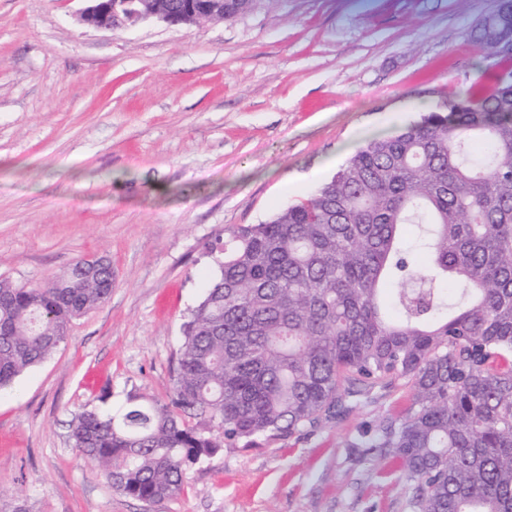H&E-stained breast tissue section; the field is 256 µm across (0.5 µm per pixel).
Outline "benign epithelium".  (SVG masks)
<instances>
[{
    "instance_id": "obj_1",
    "label": "benign epithelium",
    "mask_w": 512,
    "mask_h": 512,
    "mask_svg": "<svg viewBox=\"0 0 512 512\" xmlns=\"http://www.w3.org/2000/svg\"><path fill=\"white\" fill-rule=\"evenodd\" d=\"M88 5L79 13V20L101 30H115L129 23L157 20L168 25H187L211 19L208 5L186 0L181 7L147 10L136 6L139 0H86Z\"/></svg>"
}]
</instances>
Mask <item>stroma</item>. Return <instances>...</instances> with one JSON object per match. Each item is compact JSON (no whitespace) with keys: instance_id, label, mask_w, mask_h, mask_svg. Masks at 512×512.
<instances>
[{"instance_id":"35a3bbf8","label":"stroma","mask_w":512,"mask_h":512,"mask_svg":"<svg viewBox=\"0 0 512 512\" xmlns=\"http://www.w3.org/2000/svg\"><path fill=\"white\" fill-rule=\"evenodd\" d=\"M498 0H252L224 21L83 25L81 0H0V280L40 288L81 258L112 293L0 390V512H411L368 435L405 382L314 430L227 444L150 505L77 456L69 424L169 402L183 326L239 227L310 198L367 141L448 109L489 61Z\"/></svg>"}]
</instances>
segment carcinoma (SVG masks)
Segmentation results:
<instances>
[{"instance_id": "1", "label": "carcinoma", "mask_w": 512, "mask_h": 512, "mask_svg": "<svg viewBox=\"0 0 512 512\" xmlns=\"http://www.w3.org/2000/svg\"><path fill=\"white\" fill-rule=\"evenodd\" d=\"M472 36L512 74V0ZM234 239L184 325L170 401L77 414L80 456L155 503L226 442L315 428L355 386L403 380L411 405L369 447L401 460L413 512H512V80L367 142L314 196ZM110 284L108 264L44 288L1 280L0 389Z\"/></svg>"}]
</instances>
